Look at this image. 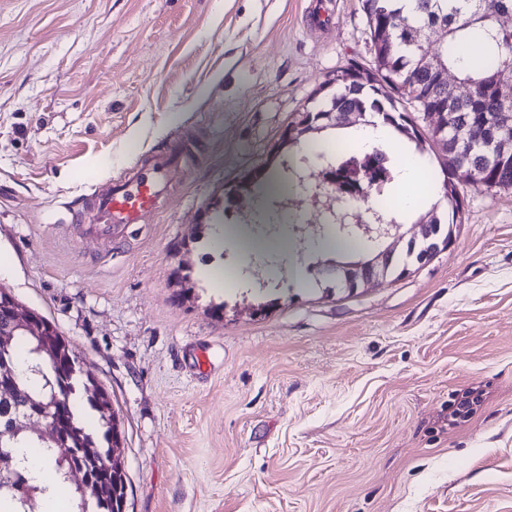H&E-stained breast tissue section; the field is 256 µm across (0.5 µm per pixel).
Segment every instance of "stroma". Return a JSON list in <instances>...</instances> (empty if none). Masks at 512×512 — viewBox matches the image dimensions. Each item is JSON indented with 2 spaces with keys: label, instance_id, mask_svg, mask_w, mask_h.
Here are the masks:
<instances>
[{
  "label": "stroma",
  "instance_id": "stroma-1",
  "mask_svg": "<svg viewBox=\"0 0 512 512\" xmlns=\"http://www.w3.org/2000/svg\"><path fill=\"white\" fill-rule=\"evenodd\" d=\"M310 3L0 0V286L110 395L126 512H512V191L464 187L449 249L350 292L308 257L328 235L309 183L276 230L228 193L373 63L362 0H321L326 25ZM178 137L164 209L117 244L73 222ZM217 197L263 250L212 244ZM285 244L307 288L271 276Z\"/></svg>",
  "mask_w": 512,
  "mask_h": 512
}]
</instances>
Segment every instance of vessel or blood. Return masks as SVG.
I'll list each match as a JSON object with an SVG mask.
<instances>
[{
    "label": "vessel or blood",
    "instance_id": "1",
    "mask_svg": "<svg viewBox=\"0 0 512 512\" xmlns=\"http://www.w3.org/2000/svg\"><path fill=\"white\" fill-rule=\"evenodd\" d=\"M184 141L176 140L161 153L151 154L96 190L85 218L97 235L117 241L130 225L141 223L159 211L168 194L170 174L186 152Z\"/></svg>",
    "mask_w": 512,
    "mask_h": 512
}]
</instances>
